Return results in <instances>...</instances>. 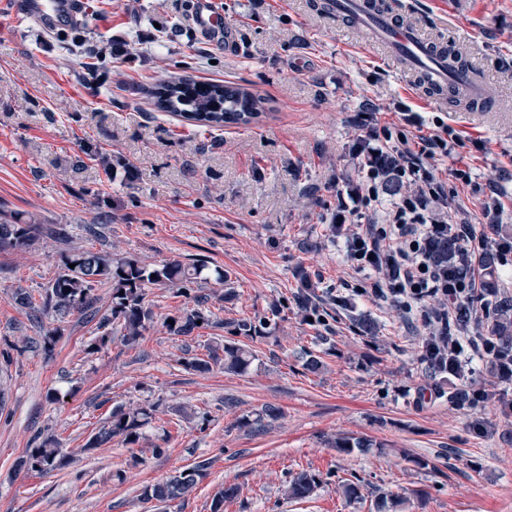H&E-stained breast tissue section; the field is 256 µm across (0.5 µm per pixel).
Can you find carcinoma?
<instances>
[{
    "mask_svg": "<svg viewBox=\"0 0 512 512\" xmlns=\"http://www.w3.org/2000/svg\"><path fill=\"white\" fill-rule=\"evenodd\" d=\"M158 105L166 112H173L199 126L222 127L226 124L248 125L260 117L259 101L237 86L211 83L203 92L197 91L196 83L179 79L159 85L154 91ZM45 234L53 230L19 215L0 218V251H25ZM205 264L195 260L186 263L178 259L149 266L133 256L112 258L107 254L82 250L62 257L60 272L45 288L41 304L34 302V296L25 288L13 293L16 305L29 310L31 316L39 319L53 314L58 321L75 312H91L97 319V336L89 344V353L103 349L112 337L120 336L128 347L138 344L140 338L154 323L153 311L145 306L146 288L162 285L175 288L186 294L201 279ZM111 289V304L105 311L93 309L97 301L95 291ZM195 306L185 308L175 315L163 318L162 327L173 336L186 341L184 357L180 364L187 370L205 373L220 367L227 372L245 373L255 355L239 338L256 339L263 337L268 320L266 318H242L234 324L235 335L224 337V343L210 344L207 354L199 357L192 353L189 341L194 332L213 324L214 312L206 307L208 297L194 298ZM495 330L501 337L505 350L512 349V304L500 303L495 306ZM61 333L60 327L48 330L41 340H25V349L50 350L54 337ZM279 409L267 406L243 419V425L254 430L265 427L264 421L275 419ZM151 410L131 404L112 410L106 423L92 434L82 451L100 448L112 442L115 437L127 444L136 443L142 428L148 424ZM330 447L340 453L351 454L360 448H374L376 444L365 437L338 436ZM71 462V457L60 448V441L51 432L41 433L35 439V446L28 448L17 461V468L25 473L46 476L60 471ZM209 461L203 460L190 468L179 470L168 478L144 487L141 500L168 505L183 500L203 477ZM321 484V476L311 471L294 475L288 485L291 498L309 496Z\"/></svg>",
    "mask_w": 512,
    "mask_h": 512,
    "instance_id": "obj_1",
    "label": "carcinoma"
}]
</instances>
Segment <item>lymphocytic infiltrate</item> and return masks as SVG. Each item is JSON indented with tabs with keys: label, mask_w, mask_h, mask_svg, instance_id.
Wrapping results in <instances>:
<instances>
[{
	"label": "lymphocytic infiltrate",
	"mask_w": 512,
	"mask_h": 512,
	"mask_svg": "<svg viewBox=\"0 0 512 512\" xmlns=\"http://www.w3.org/2000/svg\"><path fill=\"white\" fill-rule=\"evenodd\" d=\"M462 145L445 123L427 128L408 113L397 123L369 117L351 148L357 179L337 191L332 222L351 225L346 261L354 271L371 274L369 285H354L356 294L420 322L429 331L425 352L442 349L450 373H471L477 358L506 376L512 374V354L500 351L494 336L452 333L459 306L474 308L484 300L474 261L495 253L512 284V240L500 234V193H482V220L476 224L457 200L459 189L474 186L470 166L449 168L444 178L437 173L438 163ZM404 183L413 185V193L393 198V186ZM430 298L437 308H427Z\"/></svg>",
	"instance_id": "1"
}]
</instances>
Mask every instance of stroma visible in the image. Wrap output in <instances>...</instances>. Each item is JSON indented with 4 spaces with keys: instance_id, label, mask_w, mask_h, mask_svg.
<instances>
[{
    "instance_id": "obj_1",
    "label": "stroma",
    "mask_w": 512,
    "mask_h": 512,
    "mask_svg": "<svg viewBox=\"0 0 512 512\" xmlns=\"http://www.w3.org/2000/svg\"><path fill=\"white\" fill-rule=\"evenodd\" d=\"M21 2L0 0V210L57 233L0 251V512H144V485L205 458L207 477L166 512H210L230 484L239 495L224 512H376L383 491L402 498L398 512H512V380L486 366L462 380L432 375L423 328L347 289L353 272L329 229L366 114L391 122L403 103L460 132L461 156L499 190L512 232V0H412L403 15L488 75L492 112L435 104L318 0H216L230 51L223 34L204 38L190 24L195 0H83L82 22L61 32L28 19ZM90 53L94 79L83 72ZM181 77L238 84L262 115L209 128L157 109L153 90ZM82 249L150 265L205 261L198 294L221 293L212 274L228 271L237 297L219 326L199 330V355L232 335L233 320L275 302L282 311L251 341L257 358L244 374L183 369L182 338L158 324L135 348L116 338L88 354L95 325L77 313L52 352L18 353L19 337L57 324L33 323L15 289L42 293L63 255ZM304 285L319 322L296 304ZM311 353L319 371L305 366ZM476 389L489 398L474 408ZM130 403L153 410L136 444L114 438L47 476L17 471L38 432L78 448ZM268 405L280 416L261 431L239 425ZM339 435L373 445L341 454L328 445ZM303 470L321 486L287 499ZM349 482L360 498L344 495Z\"/></svg>"
}]
</instances>
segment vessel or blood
<instances>
[{
	"label": "vessel or blood",
	"mask_w": 512,
	"mask_h": 512,
	"mask_svg": "<svg viewBox=\"0 0 512 512\" xmlns=\"http://www.w3.org/2000/svg\"><path fill=\"white\" fill-rule=\"evenodd\" d=\"M325 9L337 21L365 34L369 47L384 50L403 75L430 93L439 103L456 98L476 105L478 111H492L498 104L496 85L482 71L453 64L452 49L431 41L415 24L395 20L390 9H376L372 0H327ZM33 19L47 26L80 14L81 0H29ZM202 31L213 33L224 25V16L210 4H203L194 17Z\"/></svg>",
	"instance_id": "b4317fda"
}]
</instances>
